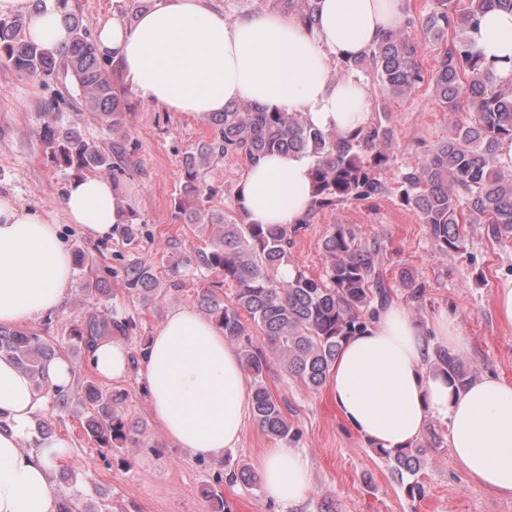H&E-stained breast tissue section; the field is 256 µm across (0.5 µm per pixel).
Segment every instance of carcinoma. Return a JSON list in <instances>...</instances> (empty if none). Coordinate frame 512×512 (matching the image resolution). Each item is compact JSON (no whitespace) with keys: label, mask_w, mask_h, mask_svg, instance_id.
Listing matches in <instances>:
<instances>
[{"label":"carcinoma","mask_w":512,"mask_h":512,"mask_svg":"<svg viewBox=\"0 0 512 512\" xmlns=\"http://www.w3.org/2000/svg\"><path fill=\"white\" fill-rule=\"evenodd\" d=\"M70 33L61 49L46 48L27 37L28 19L0 18V62L19 75L49 83L69 77L80 90L86 111L109 126L121 123L123 92L112 82L101 62L89 24L69 10V0H56ZM319 0H285L307 26L316 21ZM512 12V0H435V9L418 20L406 16L403 24L386 34L372 53L351 63L371 72L381 88L395 96L406 94L424 80L417 56L419 42L405 30L420 28L423 40L444 46L431 78L435 97L446 111L467 108L468 120L453 125L448 140L436 145L416 167L401 176L400 200L416 211L430 238L444 253L459 252L464 245L461 224H489L495 236L512 233V159L499 155V144L512 140V82H503L482 66L470 32L480 15L489 10ZM41 137L53 161L67 168L99 174L120 170L124 158L121 144L103 152L77 127L65 124L56 103L45 106ZM213 137L202 143L185 160V180L175 207L191 224L214 229L210 248L174 263L196 264L222 277L218 287L234 288L229 301L207 289L198 292V306L224 328V337L238 341L248 328L259 329L267 348L243 344V370L252 380L251 412L255 424L271 439L292 435L288 418L278 400L264 386L267 352L277 355L288 372L305 385L317 389L330 374L342 341L367 327L374 303H386L388 292L377 265L378 250L361 242L341 224L324 243L326 274L313 278L298 267L284 278L289 265L292 234L296 226L256 224L248 213L233 214L201 208L213 190L204 171L211 161L229 154L241 155L250 165L273 152L300 153L311 159L314 200L303 223L317 211L349 200L384 194L388 186L379 173L393 162L387 148L390 130L377 123L351 135L325 133L301 112H271L248 101L233 103L212 115ZM128 294L145 302L161 296L153 265L133 258L122 268ZM102 278L88 273L84 293L90 307L83 320L70 330L72 346L79 357L91 355L103 337H121L129 320L117 309L107 307L109 295L101 288ZM0 354L11 357L48 398L51 411L73 406L84 410V430L102 448L101 459L111 466L113 452L139 444L144 430L118 411L124 393L90 380L77 395L72 388L51 389L46 369L61 356L60 349L33 331L0 326ZM431 370L444 373L457 387L473 381L464 364L445 349L435 350ZM399 479L413 477L424 464V450L410 446L399 450L377 449ZM58 512H112L108 497L86 500L80 490L60 495Z\"/></svg>","instance_id":"carcinoma-1"}]
</instances>
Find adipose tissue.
Returning a JSON list of instances; mask_svg holds the SVG:
<instances>
[{
  "label": "adipose tissue",
  "instance_id": "obj_1",
  "mask_svg": "<svg viewBox=\"0 0 512 512\" xmlns=\"http://www.w3.org/2000/svg\"><path fill=\"white\" fill-rule=\"evenodd\" d=\"M0 0V17L25 15L29 35L55 49L69 40L56 5ZM404 0H320L313 26L293 14L257 12L228 20L207 0H154L134 21L114 14L95 41L145 102L172 112L210 115L232 102L300 112L314 127L347 134L367 128L371 90L359 74L330 65L370 53L400 27ZM477 50L499 79L512 80V14L491 10L473 33ZM311 164L274 153L244 175L241 204L259 224H293L312 199ZM63 205L89 237L107 238L126 223L123 198L109 179H74ZM73 276V256L40 213L0 200V324L14 325L58 310ZM425 332L406 309L384 308L350 336L332 369L330 393L348 424L374 447L413 444L433 418L448 427V446L466 474L512 494V381L485 376L467 388L431 371ZM104 379L138 371L164 437L197 459L235 448L248 415V385L224 330L196 311L171 312L140 353L102 339L92 358ZM47 399L8 356L0 354V512H56L52 481L66 441L52 435L23 449ZM265 496L290 508L307 495V459L278 446L257 462Z\"/></svg>",
  "mask_w": 512,
  "mask_h": 512
}]
</instances>
